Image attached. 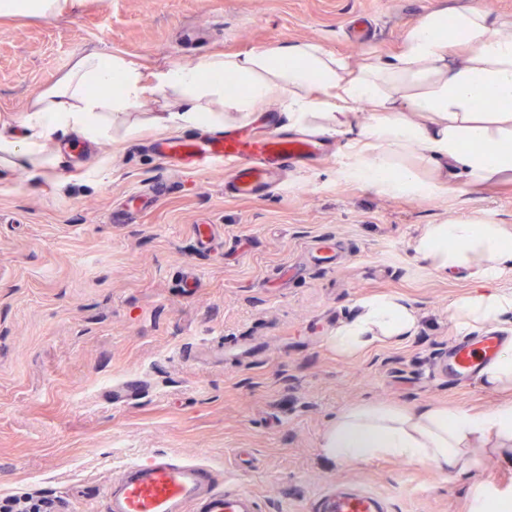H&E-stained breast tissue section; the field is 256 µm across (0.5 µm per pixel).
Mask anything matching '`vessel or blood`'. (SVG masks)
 <instances>
[{
	"instance_id": "1",
	"label": "vessel or blood",
	"mask_w": 512,
	"mask_h": 512,
	"mask_svg": "<svg viewBox=\"0 0 512 512\" xmlns=\"http://www.w3.org/2000/svg\"><path fill=\"white\" fill-rule=\"evenodd\" d=\"M160 156L184 152L196 168L223 162L227 177L225 194L246 199L263 198L275 181L274 168L314 155L315 142L270 132L256 138L240 132L224 133L203 140L161 139ZM500 346L496 332L479 341H461L450 350L448 364L461 384H470L480 364ZM107 512H257L250 494L225 489L210 465L183 462L155 452L129 465L120 478L101 492ZM314 512H384V501L364 490L336 491L317 501Z\"/></svg>"
}]
</instances>
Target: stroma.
I'll return each instance as SVG.
<instances>
[{"instance_id":"1","label":"stroma","mask_w":512,"mask_h":512,"mask_svg":"<svg viewBox=\"0 0 512 512\" xmlns=\"http://www.w3.org/2000/svg\"><path fill=\"white\" fill-rule=\"evenodd\" d=\"M473 6L512 17V0H85L75 13L0 21V127L81 55L120 54L144 72L215 52L316 42L346 57L386 53L422 14ZM107 130L65 146L61 166L0 182V502L51 496L93 504L148 453L204 462L258 512H310L354 487L388 512H467L475 493L512 496V463L489 455L468 476L377 458L339 465L319 445L359 402L493 411L498 394L462 386L443 357L451 306L474 280L434 271L412 243L428 224L492 220L512 229V184L449 179L393 197L343 178L342 143L293 164L260 200L224 192L221 166L159 158V135ZM164 193L154 197L153 184ZM212 225V248L195 236ZM408 298L414 337L342 358L329 336L358 302ZM141 379L142 394L112 390Z\"/></svg>"}]
</instances>
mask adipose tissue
<instances>
[{"mask_svg": "<svg viewBox=\"0 0 512 512\" xmlns=\"http://www.w3.org/2000/svg\"><path fill=\"white\" fill-rule=\"evenodd\" d=\"M81 5L0 0V18H49ZM228 75L234 86L225 84ZM155 95L167 100L158 123L168 130H221L278 105L289 129L345 139L348 172L387 194L444 186L452 171L471 184L512 182V18L473 7L428 11L405 31L397 52L357 60L315 42L285 40L146 75L122 56L85 54L29 101L24 137L0 134V181L18 170L42 174L56 167L59 138L96 141L113 114L136 111ZM485 97L495 108L478 107ZM481 143L492 152L478 151ZM414 248L436 271H474L477 286L452 307L459 329L512 321V294L495 287L512 268V233L502 225L429 224ZM416 329L410 303L379 296L360 302L328 343L347 358L403 342ZM320 450L339 464L390 457L464 477L484 454L512 460V398L489 413L355 403L327 427Z\"/></svg>", "mask_w": 512, "mask_h": 512, "instance_id": "1", "label": "adipose tissue"}]
</instances>
